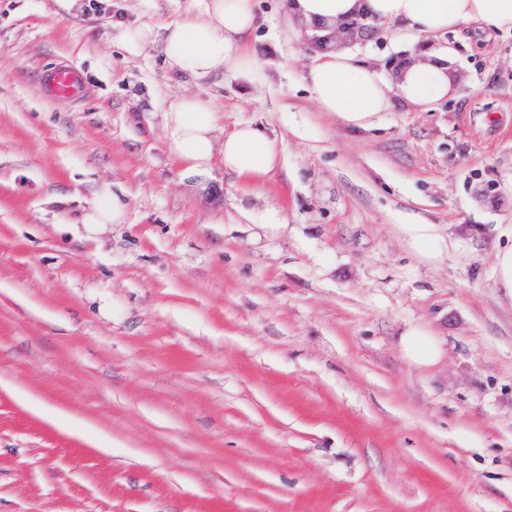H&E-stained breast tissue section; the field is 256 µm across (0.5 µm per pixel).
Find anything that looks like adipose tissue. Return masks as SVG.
<instances>
[{"label": "adipose tissue", "instance_id": "adipose-tissue-1", "mask_svg": "<svg viewBox=\"0 0 512 512\" xmlns=\"http://www.w3.org/2000/svg\"><path fill=\"white\" fill-rule=\"evenodd\" d=\"M366 13L396 25L400 38L435 35L470 22L490 29H512V0H288L289 38L302 28L325 27L334 32L342 22ZM257 26L253 0H188L178 21L154 27L146 24L116 28L113 39L130 55L158 44L170 68L195 79L222 67L253 85L264 74L247 48ZM451 50L443 45L407 61L393 82H386L369 63L342 49L321 53L306 81L320 111L350 128L365 129L394 100L425 107L445 98L450 87ZM222 117L199 98L178 95L163 113L170 154L185 172L209 173L214 160L226 171L247 181L265 179L279 162L275 139L249 123L221 134ZM406 359L428 368L441 358V348L427 331L412 326L400 337Z\"/></svg>", "mask_w": 512, "mask_h": 512}]
</instances>
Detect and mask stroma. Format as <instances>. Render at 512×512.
<instances>
[{
	"instance_id": "stroma-1",
	"label": "stroma",
	"mask_w": 512,
	"mask_h": 512,
	"mask_svg": "<svg viewBox=\"0 0 512 512\" xmlns=\"http://www.w3.org/2000/svg\"><path fill=\"white\" fill-rule=\"evenodd\" d=\"M82 4L0 0V512H512V30L448 31L447 96L351 129L285 0H256V89L111 43L183 0ZM432 43L382 24L349 49L389 78ZM59 63L84 98L44 92ZM184 93L275 137L277 170L186 176L162 121ZM106 187L125 222L85 228ZM411 324L435 366L405 358ZM403 231L417 252L426 256L436 253L441 237L435 224H406ZM495 279L512 295V245L500 249L495 258ZM400 346L406 359L418 368H428L441 358V348L427 331L411 326L400 337Z\"/></svg>"
}]
</instances>
